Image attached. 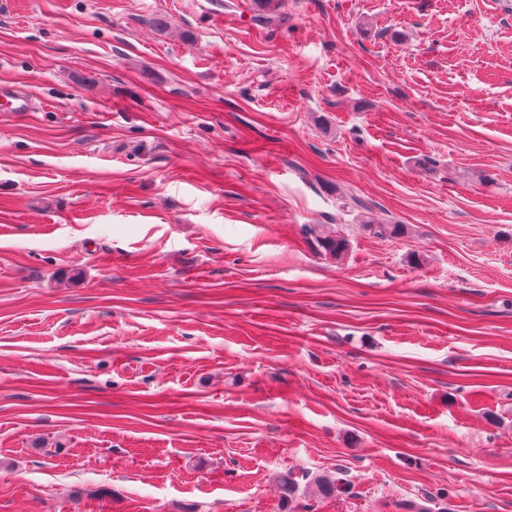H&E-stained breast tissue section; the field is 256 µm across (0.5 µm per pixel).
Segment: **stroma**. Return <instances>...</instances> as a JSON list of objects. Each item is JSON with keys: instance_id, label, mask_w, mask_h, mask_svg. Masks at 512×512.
<instances>
[{"instance_id": "obj_1", "label": "stroma", "mask_w": 512, "mask_h": 512, "mask_svg": "<svg viewBox=\"0 0 512 512\" xmlns=\"http://www.w3.org/2000/svg\"><path fill=\"white\" fill-rule=\"evenodd\" d=\"M1 88L0 512H512V0H0Z\"/></svg>"}]
</instances>
